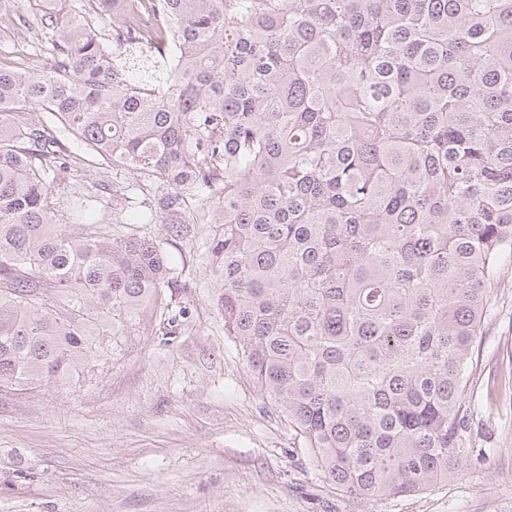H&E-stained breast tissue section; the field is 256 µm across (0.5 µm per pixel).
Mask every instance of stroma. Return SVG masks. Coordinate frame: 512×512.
Masks as SVG:
<instances>
[{"instance_id": "1", "label": "stroma", "mask_w": 512, "mask_h": 512, "mask_svg": "<svg viewBox=\"0 0 512 512\" xmlns=\"http://www.w3.org/2000/svg\"><path fill=\"white\" fill-rule=\"evenodd\" d=\"M207 229L177 250L193 273L176 336L99 337L51 387L0 394V512H512V259L467 370L462 478L409 497L353 499L317 469L257 392L214 310Z\"/></svg>"}]
</instances>
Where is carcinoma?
Masks as SVG:
<instances>
[{
  "label": "carcinoma",
  "instance_id": "cac0c4a2",
  "mask_svg": "<svg viewBox=\"0 0 512 512\" xmlns=\"http://www.w3.org/2000/svg\"><path fill=\"white\" fill-rule=\"evenodd\" d=\"M0 391L93 337L171 336L166 246L209 225L258 391L352 498L462 476L465 373L512 258V0H0ZM79 138L111 234L72 219ZM168 310V318L157 312Z\"/></svg>",
  "mask_w": 512,
  "mask_h": 512
}]
</instances>
